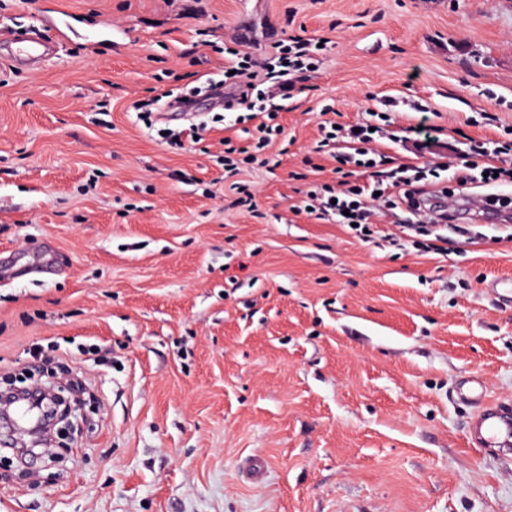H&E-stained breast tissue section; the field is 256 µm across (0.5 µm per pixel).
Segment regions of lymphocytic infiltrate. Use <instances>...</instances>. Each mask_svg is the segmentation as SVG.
<instances>
[{
    "mask_svg": "<svg viewBox=\"0 0 512 512\" xmlns=\"http://www.w3.org/2000/svg\"><path fill=\"white\" fill-rule=\"evenodd\" d=\"M318 41L314 38H290L276 45L267 59H255L240 49L226 50L224 69L230 72V91L224 102L226 109L243 110L253 122L249 148L226 146L224 165L236 170L239 164L266 166L262 153L280 132L276 118L287 111V102L299 84L307 81L317 68ZM330 108L319 112L321 138L317 152L329 154L337 160L334 183L310 186L300 206L302 213L319 221L353 225L358 238L368 240L378 232L375 216L380 205L389 209H406L408 217L400 229L403 235L434 237L445 242L443 228L452 233L465 234V227L455 224L451 215L441 210L428 209L430 198L438 188L429 178V168L414 164H394L387 155L382 129L370 123L339 125L330 117ZM483 169L484 179H477L475 169ZM369 170L372 182L363 185L354 181L356 170ZM458 189L483 181L512 184V140L493 141L469 138L468 151L455 172Z\"/></svg>",
    "mask_w": 512,
    "mask_h": 512,
    "instance_id": "f902f5d3",
    "label": "lymphocytic infiltrate"
}]
</instances>
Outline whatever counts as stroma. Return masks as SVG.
Segmentation results:
<instances>
[{"instance_id": "35a3bbf8", "label": "stroma", "mask_w": 512, "mask_h": 512, "mask_svg": "<svg viewBox=\"0 0 512 512\" xmlns=\"http://www.w3.org/2000/svg\"><path fill=\"white\" fill-rule=\"evenodd\" d=\"M59 5L62 38L42 0H0V379L38 343L95 400L61 458L0 460V512H512V455L468 445L455 394L472 376L512 403V306L487 287L512 278V228L465 211L469 237L436 254L392 243L391 211L367 242L294 211L332 179L323 105L348 124L396 100L390 150L425 164L407 138L423 100L444 183L467 137L512 131V0ZM16 30L53 54L16 67ZM241 30L256 58L328 46L279 115L287 154L228 172L225 140L248 139L207 88ZM165 91L191 114L145 124L133 102Z\"/></svg>"}]
</instances>
